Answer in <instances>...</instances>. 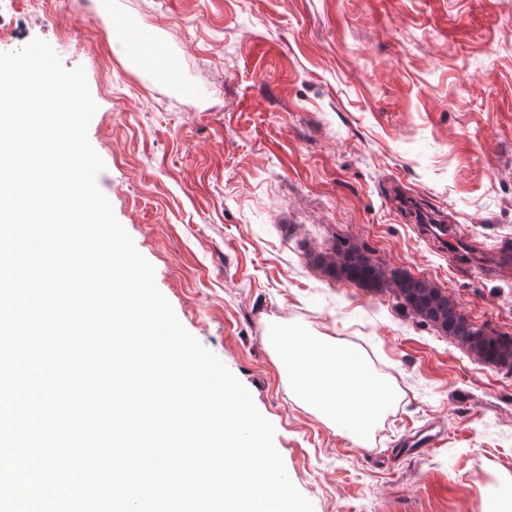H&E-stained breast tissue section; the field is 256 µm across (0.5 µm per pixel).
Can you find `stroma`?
Instances as JSON below:
<instances>
[{"label": "stroma", "instance_id": "stroma-1", "mask_svg": "<svg viewBox=\"0 0 512 512\" xmlns=\"http://www.w3.org/2000/svg\"><path fill=\"white\" fill-rule=\"evenodd\" d=\"M13 0L0 52L46 40L98 105L97 184L185 328L250 391L314 512H512V367L387 290L336 241L424 277L512 337V0ZM158 35L178 84L116 31ZM358 350L395 397L364 442L299 396L271 332ZM432 427L440 441L404 457Z\"/></svg>", "mask_w": 512, "mask_h": 512}]
</instances>
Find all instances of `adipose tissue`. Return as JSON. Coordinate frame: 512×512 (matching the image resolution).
<instances>
[{
  "label": "adipose tissue",
  "instance_id": "obj_1",
  "mask_svg": "<svg viewBox=\"0 0 512 512\" xmlns=\"http://www.w3.org/2000/svg\"><path fill=\"white\" fill-rule=\"evenodd\" d=\"M279 361L294 377L299 395L311 399L320 413L347 423L362 439L383 415L388 390L356 354L338 351L334 342L298 343L273 336Z\"/></svg>",
  "mask_w": 512,
  "mask_h": 512
}]
</instances>
